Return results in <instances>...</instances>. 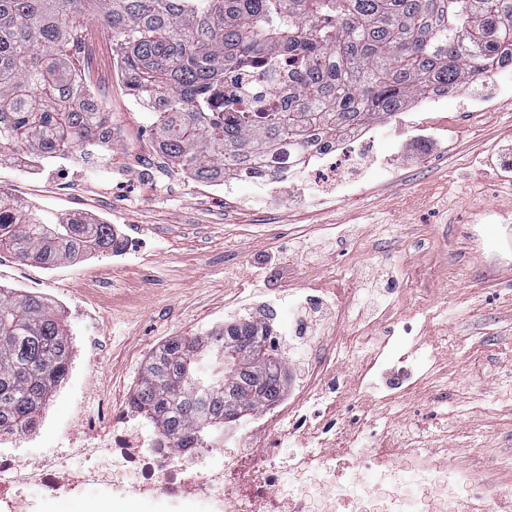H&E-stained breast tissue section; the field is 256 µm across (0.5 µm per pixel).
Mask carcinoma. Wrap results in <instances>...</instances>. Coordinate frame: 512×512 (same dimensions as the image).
Segmentation results:
<instances>
[{
  "mask_svg": "<svg viewBox=\"0 0 512 512\" xmlns=\"http://www.w3.org/2000/svg\"><path fill=\"white\" fill-rule=\"evenodd\" d=\"M103 30L160 150L215 185L285 147L329 145L431 88L512 68V0H0V156H90L109 143L79 72ZM255 70L288 75L280 106L246 112L225 97L227 73ZM116 246L110 224L0 208V248L21 261L54 266ZM266 335L251 319L170 339L143 369L135 412L179 448L220 441L233 411L267 407L283 389ZM70 345L59 310L0 287V426L33 428Z\"/></svg>",
  "mask_w": 512,
  "mask_h": 512,
  "instance_id": "obj_1",
  "label": "carcinoma"
}]
</instances>
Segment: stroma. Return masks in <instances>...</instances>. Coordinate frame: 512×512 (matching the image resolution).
<instances>
[{
    "label": "stroma",
    "mask_w": 512,
    "mask_h": 512,
    "mask_svg": "<svg viewBox=\"0 0 512 512\" xmlns=\"http://www.w3.org/2000/svg\"><path fill=\"white\" fill-rule=\"evenodd\" d=\"M87 64L83 86L109 114L110 150L73 177L55 159L39 173L0 163V189L38 213L107 222L132 245L133 261L123 267L99 255L48 269L0 249V286L48 298L71 335L93 339L97 366L88 380L66 378L45 403L58 424L68 422L82 385L129 401L134 370L160 346L226 324L236 308L285 331L287 386L298 389L309 346L339 299L353 312L336 334L352 338L353 347L338 353V381H354L369 349L362 335L392 332L379 318L385 307L421 330L414 359H425L441 336L454 340L410 395L367 406L378 426L447 449L452 461L488 448L512 455V260L491 261L470 235L483 208L512 218V183L499 166L512 150L511 102L471 116L461 107L473 88L459 87L445 105L456 132L427 152L412 140V109L376 123L377 159L361 174L356 197L319 198L305 175L247 187L236 198L191 179L159 151L151 118L129 94L107 38L95 41ZM310 282L321 288L318 302L293 299ZM82 300L90 318L71 311ZM297 319L308 322L305 335H290ZM91 500L128 512H224L220 501L104 485L57 496L33 487L18 501L0 502V512H81Z\"/></svg>",
    "instance_id": "35a3bbf8"
}]
</instances>
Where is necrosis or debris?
I'll return each instance as SVG.
<instances>
[{
    "label": "necrosis or debris",
    "instance_id": "1",
    "mask_svg": "<svg viewBox=\"0 0 512 512\" xmlns=\"http://www.w3.org/2000/svg\"><path fill=\"white\" fill-rule=\"evenodd\" d=\"M373 146L367 132L351 133L312 149L306 160L286 157L278 174L290 180L302 168L313 169L321 192L352 197L354 173L365 168ZM415 341L406 334L375 342L373 360L357 370L359 384L349 386L336 381L334 345L314 344L300 393L264 408L229 454L219 443L176 447L163 433L143 429L130 406L108 392H80L77 432L57 448L31 457L19 449L22 430L0 429V498L17 499L30 485L55 495L71 482L120 483L172 499L214 493L223 496L224 512H497L512 496V457L488 450L452 463L436 450L396 447L386 432L354 461L368 471L366 481L338 478L343 463L336 449L349 446L350 432L365 434L372 426L359 411L364 389L379 402L394 401L414 375L402 348ZM287 439L305 453L280 456Z\"/></svg>",
    "mask_w": 512,
    "mask_h": 512
}]
</instances>
